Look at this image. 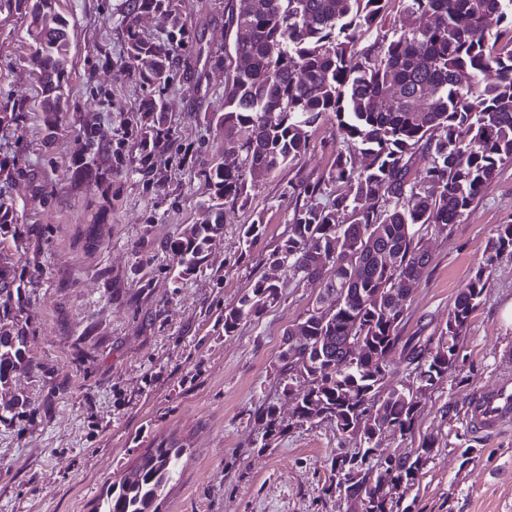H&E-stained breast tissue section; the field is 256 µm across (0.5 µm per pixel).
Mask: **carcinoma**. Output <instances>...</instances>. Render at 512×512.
<instances>
[{
	"label": "carcinoma",
	"mask_w": 512,
	"mask_h": 512,
	"mask_svg": "<svg viewBox=\"0 0 512 512\" xmlns=\"http://www.w3.org/2000/svg\"><path fill=\"white\" fill-rule=\"evenodd\" d=\"M127 53L140 79L164 87L174 78L172 46L143 39V14L166 19L170 35L185 34L170 0H126ZM393 0H242L227 14L224 111L211 120L240 134L237 154L206 173L213 202L172 247L180 273L199 268L223 232L226 202L248 203V189L300 159L313 129L336 120L354 146L340 152L324 181L300 186L307 202L294 207L288 237L269 255L272 270L294 280L317 278L323 292L299 323L288 327L278 356L284 389L302 393L298 421L324 418L367 444L336 458L349 485L336 491L361 512H393V497L359 475L372 452L373 429L412 434L418 402L412 390L383 391L395 355L418 371L419 384L441 382L459 355L460 338L487 284L485 272L512 248V224L497 237L468 288L459 292L436 337L401 335L413 288L430 261L426 237L459 224L484 186L512 165V0H399L392 33L381 32ZM56 0H0L30 16L35 44L30 65L41 84L50 127L65 112L70 53L68 20ZM145 134L165 124L162 99L143 103ZM426 164L413 172L412 159ZM336 185L332 205L315 200ZM279 280L264 275L238 304L224 310V335L279 299ZM20 310L0 303V388L22 369L26 336ZM357 337L360 348L349 337ZM376 411V418L365 416ZM271 432L287 428L275 407H259ZM430 445L396 457L393 479L407 487ZM184 449H149L109 484L95 512H155L154 504L180 474Z\"/></svg>",
	"instance_id": "1"
}]
</instances>
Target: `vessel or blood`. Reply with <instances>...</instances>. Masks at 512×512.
Returning a JSON list of instances; mask_svg holds the SVG:
<instances>
[{
	"mask_svg": "<svg viewBox=\"0 0 512 512\" xmlns=\"http://www.w3.org/2000/svg\"><path fill=\"white\" fill-rule=\"evenodd\" d=\"M465 422L477 436L491 437L512 425V376H499L491 385L468 396Z\"/></svg>",
	"mask_w": 512,
	"mask_h": 512,
	"instance_id": "b4317fda",
	"label": "vessel or blood"
}]
</instances>
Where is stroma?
<instances>
[{"label":"stroma","instance_id":"stroma-1","mask_svg":"<svg viewBox=\"0 0 512 512\" xmlns=\"http://www.w3.org/2000/svg\"><path fill=\"white\" fill-rule=\"evenodd\" d=\"M238 0H173L186 31L162 92L171 138L140 164L146 95L126 53L124 0H57L69 20L68 112L50 130L39 107L28 21L0 12V104L25 111L0 124V197L13 205L0 229V264L16 275L27 336L12 408L0 412V512H92L109 481L160 443L185 448L184 466L159 512H361L336 492V456L354 441L327 421L267 433L256 417L271 403L290 420L278 382L286 330L322 291L317 280L285 282L279 300L224 333V311L267 272L288 230L291 186L325 175L350 150L324 120L293 166L262 180L247 205L226 204L220 240L193 273L178 275L171 244L196 223L210 187L204 172L228 148L211 122L224 108V19ZM100 132L85 151L86 129ZM262 235L241 249L244 225ZM512 224V166L488 183L462 223L432 232V262L404 313V335L445 325L499 226ZM488 284L447 376L418 402L413 435H382V455L434 446L394 512H512V430L469 436L470 391L512 374V249ZM471 449L462 459V449Z\"/></svg>","mask_w":512,"mask_h":512}]
</instances>
